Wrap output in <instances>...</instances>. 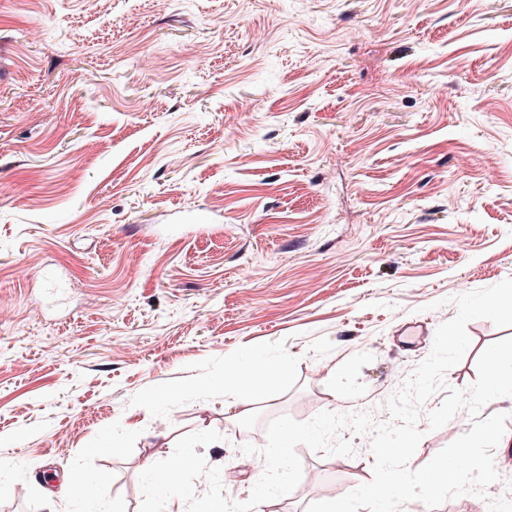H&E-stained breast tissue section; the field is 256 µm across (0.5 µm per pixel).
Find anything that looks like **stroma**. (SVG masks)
I'll return each instance as SVG.
<instances>
[{"mask_svg": "<svg viewBox=\"0 0 512 512\" xmlns=\"http://www.w3.org/2000/svg\"><path fill=\"white\" fill-rule=\"evenodd\" d=\"M512 278V0H0V512H139L179 438L247 500L275 417L389 418L456 296ZM466 390L512 326L468 323ZM259 358L242 417L235 363ZM493 400L430 430L426 465ZM320 472L253 512L371 481ZM498 481L437 512H488ZM263 368L261 362L255 363L248 377L236 373L240 371L237 365L233 368V380L236 388L235 397L233 402L225 406V412L226 410L227 412L235 411L236 414L239 408H244L252 403L255 393L260 388L258 377L263 374Z\"/></svg>", "mask_w": 512, "mask_h": 512, "instance_id": "stroma-1", "label": "stroma"}]
</instances>
